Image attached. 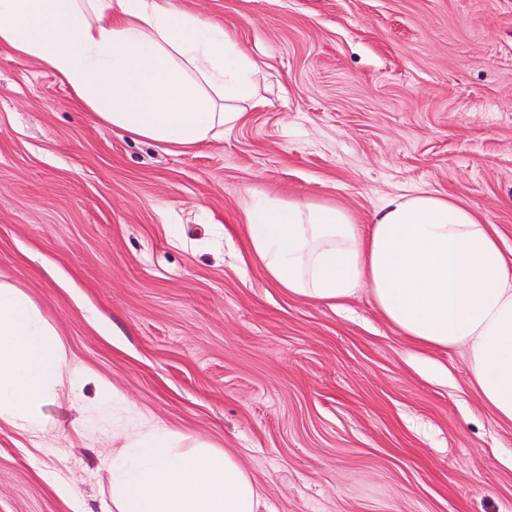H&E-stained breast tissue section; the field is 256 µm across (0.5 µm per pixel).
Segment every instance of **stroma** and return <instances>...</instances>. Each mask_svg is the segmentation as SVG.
<instances>
[{
	"label": "stroma",
	"mask_w": 512,
	"mask_h": 512,
	"mask_svg": "<svg viewBox=\"0 0 512 512\" xmlns=\"http://www.w3.org/2000/svg\"><path fill=\"white\" fill-rule=\"evenodd\" d=\"M264 75L185 150L95 124L0 50V279L130 410L230 452L271 512H512V422L462 352L402 336L367 292L288 294L253 258L254 197L466 203L512 251V0H175ZM62 386L44 432L0 422V512H112L124 416ZM68 484L62 499L58 483Z\"/></svg>",
	"instance_id": "35a3bbf8"
}]
</instances>
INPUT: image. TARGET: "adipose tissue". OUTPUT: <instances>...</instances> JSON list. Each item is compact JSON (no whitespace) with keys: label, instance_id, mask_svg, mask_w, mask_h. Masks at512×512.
<instances>
[{"label":"adipose tissue","instance_id":"ef3b65f1","mask_svg":"<svg viewBox=\"0 0 512 512\" xmlns=\"http://www.w3.org/2000/svg\"><path fill=\"white\" fill-rule=\"evenodd\" d=\"M0 46L66 83L95 122L187 149L237 126L260 71L219 24L171 0H0ZM252 253L288 293L336 304L367 289L403 335L462 351L484 402L512 422V259L464 203L417 191L388 198L369 233L338 206L266 198L246 214ZM108 380L70 368L30 297L0 281V421L43 431L63 380ZM113 512H266L230 453L181 438L142 414L108 466Z\"/></svg>","mask_w":512,"mask_h":512}]
</instances>
